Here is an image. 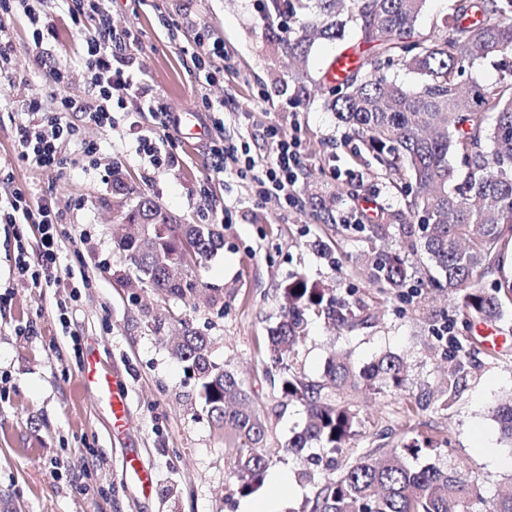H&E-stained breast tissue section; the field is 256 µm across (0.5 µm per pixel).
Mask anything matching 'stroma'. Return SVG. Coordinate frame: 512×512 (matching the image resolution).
<instances>
[{
  "mask_svg": "<svg viewBox=\"0 0 512 512\" xmlns=\"http://www.w3.org/2000/svg\"><path fill=\"white\" fill-rule=\"evenodd\" d=\"M269 2L109 0L113 27L138 34L130 50L138 79L169 111L194 114L205 133L196 148H188L187 126L163 134L146 104L132 99L114 110V123L106 127L72 112L68 118L80 135L62 144L64 164L48 174L13 159L15 126L27 118L24 104L47 91L41 52L24 16L13 17L0 33L12 72L11 80L0 82V158L13 160L15 185L54 201L63 214L59 264L92 282L76 289L28 287L13 273L17 241L25 239L35 264L40 234L31 224H0V512H242L255 501L275 503L278 512H302L311 491L303 473L319 480L327 469L312 462L319 449L283 453L305 412L273 386L260 348L281 311L279 289L294 273L341 292L356 289L378 311L374 327L351 333L310 313L298 371L319 378L326 359L343 346L361 366L389 351L407 364L405 392L360 396L352 447L374 446L386 428L395 444L425 428L449 438L453 464L483 479L487 495H496L512 473V444L501 440L491 416L492 407L512 394V303L497 323L476 328L479 335L500 338L495 353L468 359L447 408L427 403L429 391L448 387V342L435 332L455 316L448 295L423 292L419 314L397 298L374 294L362 260L379 248L398 249L400 238L375 240L340 221L356 199L376 203L374 224L405 210L403 197L370 157L345 144V130L327 106L326 69L341 51L362 50L359 31L350 26L343 39L317 41L298 71L279 47L298 22L268 21ZM78 4L43 0L41 6L55 31L50 53L75 68L85 36L95 33L94 27L74 25ZM197 35L224 41V73L210 84L185 63L182 47ZM210 108L221 111L223 130L207 125ZM271 123L302 141L300 203L288 210L256 201L246 182L212 167L210 145L218 134L245 139L252 154L262 155L267 144L261 132ZM142 136L152 139L161 164L139 152ZM88 142L99 148L91 159L83 152ZM144 197L178 223L213 224L223 233V248L194 270L199 287L223 290V306L203 299L194 306L163 302L151 291L128 287L131 271L115 234L122 216ZM184 321L209 337L212 360L245 381L268 422L273 462L253 494H240L229 481L224 441L200 411L194 377L166 344ZM76 343L121 372L129 403L123 432L113 431L84 391ZM134 453L153 470L152 491L123 479ZM54 459L61 463L56 471L49 467Z\"/></svg>",
  "mask_w": 512,
  "mask_h": 512,
  "instance_id": "stroma-1",
  "label": "stroma"
}]
</instances>
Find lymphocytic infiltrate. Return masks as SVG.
<instances>
[{
    "label": "lymphocytic infiltrate",
    "instance_id": "1",
    "mask_svg": "<svg viewBox=\"0 0 512 512\" xmlns=\"http://www.w3.org/2000/svg\"><path fill=\"white\" fill-rule=\"evenodd\" d=\"M82 15L95 23V33L86 38L82 64L92 93L90 98L77 102L60 99L55 105L40 97L25 103L28 113L37 115V122L18 125L14 135V150L18 161L44 171L55 172L62 161L58 146L62 139L75 136L76 129L68 121L71 112L84 113L89 122L98 126L112 123L113 105H124L127 98H143L148 89L138 81L131 59L125 58L127 46L133 44L131 30L116 31L104 0H82ZM194 72L206 82H214L224 71V43L221 39L204 41L194 38L184 46ZM266 135L271 141L267 157L255 158L234 144L216 139L211 145L215 173L233 174L248 181L260 200H275L281 207L295 204L301 175L300 143L297 138L281 135L276 126H269ZM59 213L48 200L32 199L28 191L13 187L0 195V224H33L40 233L41 263L30 266L24 256H17L19 278L32 287L61 285L57 269V224Z\"/></svg>",
    "mask_w": 512,
    "mask_h": 512
}]
</instances>
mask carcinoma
<instances>
[{"mask_svg": "<svg viewBox=\"0 0 512 512\" xmlns=\"http://www.w3.org/2000/svg\"><path fill=\"white\" fill-rule=\"evenodd\" d=\"M271 0L269 18L298 17L299 36L282 42L290 55H305L317 39L344 36L352 23L370 55L360 59L336 85L330 102L345 128L346 142L364 149L389 183L406 197L430 268L419 288L448 290L456 312L452 325L501 319L512 302V276L502 242L512 239V66L492 83L465 78L478 62L512 58V0H454L441 29L416 32L426 0ZM402 68L424 78L411 91L391 76ZM144 221L162 220L155 241L140 251L121 238L119 247L135 273L131 288L148 286L189 305L199 291L193 268L178 259V245L189 242L202 260L224 247L213 224H179L149 198L130 209ZM495 265L499 278L480 284ZM413 272L397 252L377 250L370 262L373 288L386 295L407 286ZM281 315L265 339V355L279 370L282 396L304 406L307 420L288 439L286 451L317 447L328 455L332 473L314 485L307 512H512V491L492 497L483 482L465 479L451 464L450 440L417 432L411 441L389 447L351 448L357 434V394L404 390L403 358L387 352L358 367L351 352L329 358L324 373L309 379L292 363L307 334L310 312L325 314L348 332L366 329L374 313L353 292L342 296L303 273L288 276L280 288ZM450 337L455 366L448 392L457 388L464 359L482 345L475 336ZM197 381L202 412L224 438L229 476L242 494L264 485L271 464L268 425L252 405L238 376L210 357L209 338L186 328L171 348ZM502 437L512 445V398L492 408ZM429 462L412 466L408 459Z\"/></svg>", "mask_w": 512, "mask_h": 512, "instance_id": "carcinoma-1", "label": "carcinoma"}]
</instances>
